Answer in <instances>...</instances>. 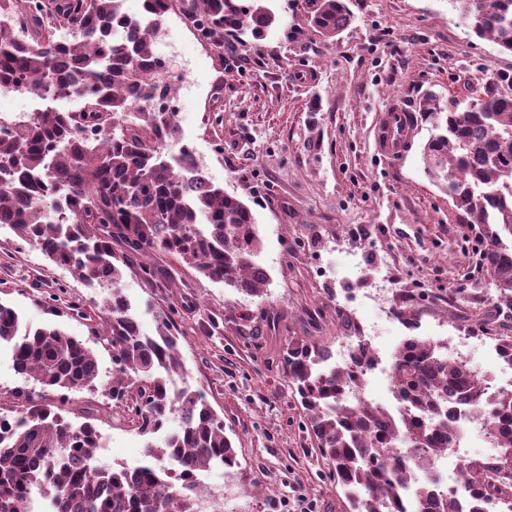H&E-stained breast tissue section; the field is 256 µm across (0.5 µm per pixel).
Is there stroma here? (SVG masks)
<instances>
[{"mask_svg": "<svg viewBox=\"0 0 512 512\" xmlns=\"http://www.w3.org/2000/svg\"><path fill=\"white\" fill-rule=\"evenodd\" d=\"M346 3L351 21L332 42L309 23L307 0H263L277 21L259 42L247 32L205 39L179 23V8L160 22L178 48L173 71L194 73L179 94V140L205 157L213 184L252 208L268 273L263 296L249 297L159 253L150 271L138 255L123 269L142 330L171 321L184 382L235 441L234 479L216 469L205 477L223 483L224 512H296L302 498L314 512H346L279 361L289 341L332 347L363 325L386 364L411 334L512 336V310L487 288L475 225L423 170L430 123L419 122L398 159L379 155L373 138L393 101L448 103L484 68L512 72V54L466 28L448 0ZM375 288L390 308L419 305L415 323L358 305ZM102 298L0 228V302L22 329L56 327L95 353L101 383L70 392L68 417L94 423L108 463L126 465L143 461L147 438L103 388L112 358Z\"/></svg>", "mask_w": 512, "mask_h": 512, "instance_id": "obj_1", "label": "stroma"}]
</instances>
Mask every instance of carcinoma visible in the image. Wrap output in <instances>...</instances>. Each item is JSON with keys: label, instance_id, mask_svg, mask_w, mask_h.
Here are the masks:
<instances>
[{"label": "carcinoma", "instance_id": "1", "mask_svg": "<svg viewBox=\"0 0 512 512\" xmlns=\"http://www.w3.org/2000/svg\"><path fill=\"white\" fill-rule=\"evenodd\" d=\"M124 0H0L25 36L0 28V88L48 94L44 83L84 102L78 112L46 110L0 132V227L88 285L107 290L100 326L112 351L108 394L144 435H156L131 475L95 463L100 436L91 422L64 415L67 393L95 386L99 363L81 341L55 327L19 334L20 318L0 302V347L18 372L43 389L46 402L16 391V415H0V512H28L38 494L57 512H197L200 474L240 468L224 422L203 396L170 382L183 372L178 337L168 323L149 336L140 329L121 286L126 254L165 253L204 277L247 296L264 292L267 273L255 258L262 240L250 207L214 185L193 155L164 151L177 142L176 113L152 112L159 90L146 69L160 71L155 26L127 16ZM206 32L250 31L264 39L275 21L266 6L241 0H195ZM476 35L512 53V0H449ZM309 22L328 41L349 24L344 0H312ZM73 39L58 41L56 28ZM435 130L423 146L424 172L478 225L482 267L496 299L512 306V73L487 72L464 82L445 111L433 96L419 105ZM350 360L328 366L327 346L296 341L280 362L298 396L317 454L329 462L350 512H393L417 471L418 508L458 512L454 492L436 494L438 461L455 429L452 404L486 410L498 442L494 453L462 465L475 495L512 502V389L487 392L485 380L447 346L410 337L393 354L394 399L403 414L362 396L366 372L378 360L350 337ZM178 419L172 431L166 425Z\"/></svg>", "mask_w": 512, "mask_h": 512}]
</instances>
